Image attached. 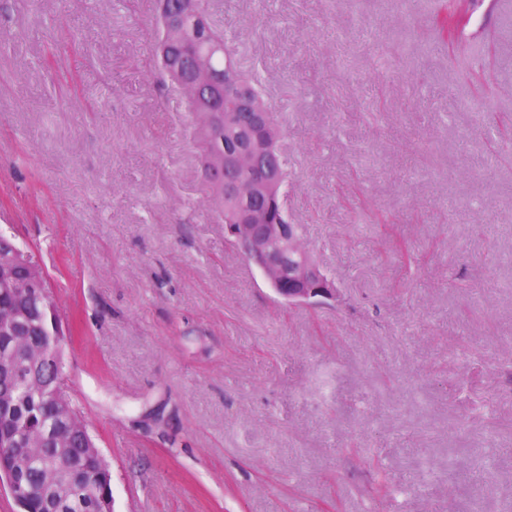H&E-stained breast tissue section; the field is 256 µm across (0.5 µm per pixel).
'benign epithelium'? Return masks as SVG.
Instances as JSON below:
<instances>
[{
	"instance_id": "obj_1",
	"label": "benign epithelium",
	"mask_w": 512,
	"mask_h": 512,
	"mask_svg": "<svg viewBox=\"0 0 512 512\" xmlns=\"http://www.w3.org/2000/svg\"><path fill=\"white\" fill-rule=\"evenodd\" d=\"M159 16L171 23L182 43V61L192 73L183 82L190 93L215 92L222 88L232 92L238 84L236 68L225 65L224 74L217 76L209 68V58L223 52V47L209 38L202 17L192 3L180 0L173 8L169 0H159ZM240 112L234 114L232 142L224 144V161L211 158L202 161V176L209 185L224 191L239 212V223L224 225V235L236 246L246 260L253 264L274 288L277 296L290 305H312L336 301L340 289L315 260L312 253L299 245L302 238L300 224L265 223L264 202L276 191L280 178L278 157L273 152L260 153L250 146L270 124L266 112H253L247 104L245 92L237 93ZM21 263L28 276L19 282L9 276L7 269ZM0 264L6 269L0 278V293L10 295L18 288L32 290L37 307L17 309L0 333L5 336H27L37 333L42 338L44 355L41 359L23 360L5 354L0 360V373L15 383L25 382L47 372L54 382L53 398L62 413L61 425L54 438L63 439L70 432L67 404L62 399L67 393L62 378V348L67 328L58 310L48 297L45 273L32 261L29 253L18 250L6 239H0ZM26 453L16 447L13 437H0V483L17 505V512H30L31 491L23 480ZM96 512H113L112 486L96 490Z\"/></svg>"
}]
</instances>
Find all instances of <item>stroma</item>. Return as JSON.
<instances>
[{
	"label": "stroma",
	"instance_id": "obj_1",
	"mask_svg": "<svg viewBox=\"0 0 512 512\" xmlns=\"http://www.w3.org/2000/svg\"><path fill=\"white\" fill-rule=\"evenodd\" d=\"M440 0H208L342 297L224 238L152 0H0V235L47 274L114 512H512V25Z\"/></svg>",
	"mask_w": 512,
	"mask_h": 512
}]
</instances>
